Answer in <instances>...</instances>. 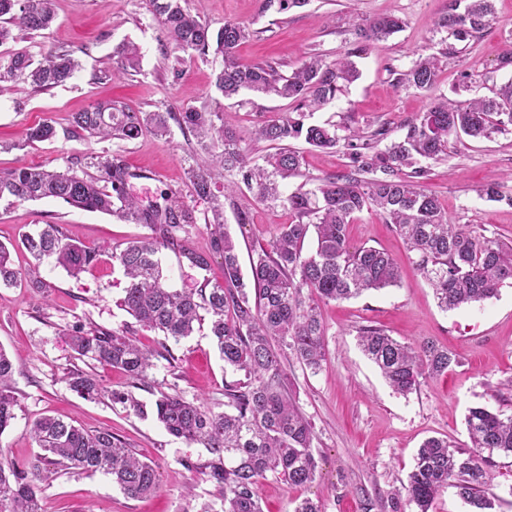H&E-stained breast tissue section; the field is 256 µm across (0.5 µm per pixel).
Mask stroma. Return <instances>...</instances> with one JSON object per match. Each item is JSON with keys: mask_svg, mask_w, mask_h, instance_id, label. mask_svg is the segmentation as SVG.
<instances>
[{"mask_svg": "<svg viewBox=\"0 0 512 512\" xmlns=\"http://www.w3.org/2000/svg\"><path fill=\"white\" fill-rule=\"evenodd\" d=\"M261 3L185 0L184 6L214 29L227 21L249 25L252 34L239 47L240 59L269 63L283 73L313 54L329 61L342 58L354 46L353 18L393 13L404 20L400 32L369 44L355 57L358 78L310 116V123L336 125L342 137L352 130L367 138L380 131L391 142L403 137L408 124L438 98L465 102L490 96L492 89L512 82V63L503 62L512 47V0H494V20L466 43L453 40L438 24L449 0H306L282 12L262 9ZM124 43L137 46L140 66L116 77L114 50ZM51 49L71 52L80 68L63 85L37 91L18 83L0 95V176L21 165H69L83 174L89 172L92 156L108 151L120 154L134 172L128 191L141 206L173 192L200 216L209 204L193 195L186 172L208 167L210 157L199 150L192 133L174 123L164 139L150 132L131 143L72 138L66 134L71 113L109 101L141 112L187 105L217 108L226 128L244 134L245 153L260 157L270 146L249 139L248 131L289 109L287 100L251 91L224 100L215 87L221 56H188L175 62L148 0H56V19L49 29L15 30L13 41L0 45V55L23 51L37 60ZM422 52L441 57L434 86L421 93L398 86L399 75ZM44 120L55 126L56 137L25 145L27 129ZM294 148L302 157L300 174L288 181L285 192L303 184L312 188L321 179L353 171L346 145L321 150L298 142ZM423 167V184L454 223L512 243V130L489 139H451L447 155ZM489 186L499 189L501 200L486 198L483 190ZM240 208L249 211L250 223H238ZM224 221L246 269L254 251L269 244L289 215L281 206L256 202L245 189L234 204L225 205ZM37 224L60 225L69 238L95 249L99 260L76 277L43 262L38 265L46 286L42 293L26 283L0 287V348L13 359V386L20 402L11 426L0 434V453L20 461L33 459L38 449L29 434L32 422L44 415L59 416L90 432L112 431L126 441L155 468L159 488L151 496L131 499L108 476L72 470L49 476L45 512H218L219 488L184 466L188 460H208L205 448L170 435L153 416L137 414L111 397L112 392L130 389L149 404L167 392L221 412L224 384L234 378L225 371L207 328L169 344L160 333L138 327L121 309L125 278L112 261V250L144 238L147 228L58 199L20 202L5 197L0 199V243L13 246L18 269L34 264L18 244ZM349 241L389 253L402 279L397 286L322 306L326 357L320 370L307 368L293 355L286 361L293 401L312 426L317 473L312 483L301 487L272 476L261 480L263 512H293L305 498L318 502L323 512H382L387 493L407 481L425 439L445 436L456 447L467 448L470 409L512 414V283L490 299L445 311L415 272L393 225L363 211L349 226ZM160 259L167 284L179 290L199 288L206 277H223L217 259L206 275L179 262L172 251H161ZM365 326L383 328L403 343L434 341L448 349L457 364L447 374L423 379L417 390L397 394L358 345V331ZM98 327L132 329L145 348L158 354L169 347L173 358L158 356L145 385L131 388L123 371L77 359L71 349L76 329ZM74 367L95 374L101 395L85 399L69 389L64 373ZM484 468V490L494 512H512V457L492 455Z\"/></svg>", "mask_w": 512, "mask_h": 512, "instance_id": "stroma-1", "label": "stroma"}]
</instances>
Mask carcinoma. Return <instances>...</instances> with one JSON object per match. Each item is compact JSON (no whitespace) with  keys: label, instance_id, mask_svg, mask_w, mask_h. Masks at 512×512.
<instances>
[{"label":"carcinoma","instance_id":"cac0c4a2","mask_svg":"<svg viewBox=\"0 0 512 512\" xmlns=\"http://www.w3.org/2000/svg\"><path fill=\"white\" fill-rule=\"evenodd\" d=\"M182 0H149L169 44L183 54L206 57L211 45L223 57L216 87L226 99L243 90L274 95L291 101L286 115L258 124L251 137L275 146V152L258 159L240 148L242 138L224 128L221 112L187 107L180 112H137L124 106L100 104L71 116L72 132L101 140L131 142L147 130L160 138L170 134L168 120L192 132L199 149L211 156L210 167L189 171L194 195L212 201L204 224L211 236L212 253L193 249L186 226L197 223L195 211L164 194L165 206L142 207L128 193L137 177L118 154L93 158L95 177L77 174L72 167L48 171L21 167L0 176V198L19 201L59 199L72 207L112 215L143 224L151 234L112 251V260L127 279L123 309L137 323L175 342L190 336L195 326L209 323L225 369L244 378L224 384V397L233 412H215L203 403L160 393L154 413L166 431L202 445L212 455L190 471L203 470L217 484L223 512H262L258 485L267 475L301 486L315 479L317 463L311 452L313 431L287 391L280 343L291 349L312 370L325 360L324 328L320 304L357 297L368 291L396 286L398 267L390 255L372 246L353 247L347 238L350 219L363 210H375L395 226L410 252L414 266L433 289L439 307L451 310L495 296L512 280V246L453 223L438 198L420 182V160H437L448 152L449 140L462 135L488 138L512 129V82L466 104L442 98L433 102L405 136L372 155L350 154L354 174L327 178L313 189L299 187L285 195L280 186L299 174L300 155L290 142L302 140L318 149H334L340 140L354 147L356 132L341 138L333 125L308 123L311 112L332 101L343 84L358 77L351 57L363 52V43L384 40L402 28L394 15L356 23L361 43L335 61L313 56L288 74L270 64L243 63L237 57L240 43L249 37L247 26L226 22L218 30L188 13ZM494 0H452L448 16L439 25L457 41H466L494 17ZM0 44L11 38V27L25 31L49 28L55 19L54 0H0ZM117 73L139 67V51L121 44ZM440 59L419 54L400 83L416 91L430 89ZM79 68L67 52L49 51L39 61L26 53L0 57V93L8 84L27 82L38 90L65 83ZM55 127L41 123L27 130L25 142L48 140ZM216 170L235 173L224 184V197L242 189L254 192L263 203L280 204L291 219L281 225L250 264L253 292L246 291L237 248L226 231L224 204L212 191ZM315 235L314 247L305 242ZM21 245L35 264L23 273L0 243V286H15L22 277L42 286L38 267L45 258L76 277L97 261L95 250L70 240L57 224H38L22 235ZM173 251L179 261L209 270L211 254L223 259L221 282L206 279L194 291L169 287L157 254ZM80 358L123 370L133 386L145 383L156 355L142 349L128 331H80L72 336ZM359 345L393 390L406 395L427 376L444 374L456 365L446 349L427 341L416 347L402 343L384 330L366 326L359 330ZM14 363L0 348V434L15 418L18 398L12 387ZM70 389L94 398L102 388L91 374L67 373ZM472 446L460 449L444 438L431 437L418 448L407 484L390 493V512H429L435 496L453 487L472 512H492L493 502L483 490L486 457L502 452L512 456V416L473 408L467 417ZM30 436L41 453L26 462L0 456V512H45L42 483L51 470L100 472L111 477L129 498H142L158 487L155 469L139 459L108 430L90 433L62 418L46 415L33 421Z\"/></svg>","mask_w":512,"mask_h":512}]
</instances>
